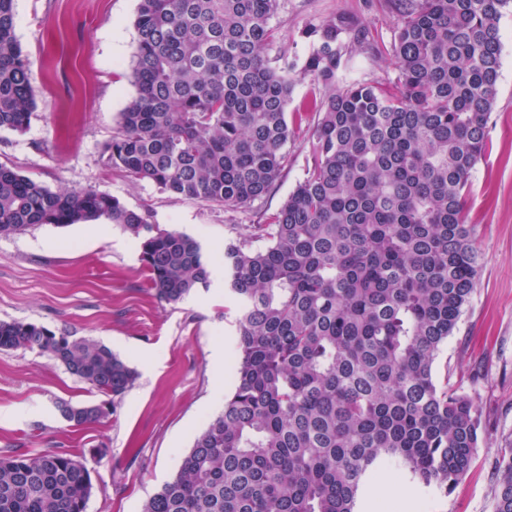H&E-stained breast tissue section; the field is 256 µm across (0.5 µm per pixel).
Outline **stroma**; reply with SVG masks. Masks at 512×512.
I'll use <instances>...</instances> for the list:
<instances>
[{
  "mask_svg": "<svg viewBox=\"0 0 512 512\" xmlns=\"http://www.w3.org/2000/svg\"><path fill=\"white\" fill-rule=\"evenodd\" d=\"M138 0H15L16 35L32 70L36 109L25 132L0 131V162L50 189L110 194L145 213L153 229L197 238L216 266L241 224H262L303 181L311 164L309 115L288 145L277 186L253 204L229 209L161 191L106 166L102 146L134 95L131 67ZM345 15L369 25L373 49L342 37L348 76L382 87L399 72L391 56L397 16L389 0H280L270 21L269 58L303 67L311 30ZM498 95L486 152L466 197V221L483 263L433 378L474 399L479 447L468 474L449 493L379 463L367 494L377 512H403L411 496L425 512H495L497 469L512 459V8L500 22ZM239 305L227 282H209L182 301L157 300L134 237L103 220L44 224L0 238V321L33 322L112 349L137 373L113 414L74 428L60 403L100 395L36 350L0 351V453L62 450L89 468L86 512H142L176 473L196 434L220 413L233 387ZM223 360H216V352Z\"/></svg>",
  "mask_w": 512,
  "mask_h": 512,
  "instance_id": "35a3bbf8",
  "label": "stroma"
}]
</instances>
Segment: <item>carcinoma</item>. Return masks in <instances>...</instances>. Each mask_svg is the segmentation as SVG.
<instances>
[{"instance_id": "1", "label": "carcinoma", "mask_w": 512, "mask_h": 512, "mask_svg": "<svg viewBox=\"0 0 512 512\" xmlns=\"http://www.w3.org/2000/svg\"><path fill=\"white\" fill-rule=\"evenodd\" d=\"M512 0H391L398 16L394 90L348 81L295 109L317 115L306 178L265 224L224 248L240 305L234 388L143 512H355L390 458L446 492L470 470L479 417L433 379L469 302L481 255L464 199L485 152L498 94L500 20ZM279 0H139L135 95L105 164L189 200L246 206L288 164L295 78L270 62ZM370 28L346 16L314 31L302 74L336 85L338 46ZM35 109L14 0H0V131L23 133ZM105 219L138 239L156 297L207 285L201 244L151 232L109 194L53 191L0 163V237L35 225ZM37 349L106 397L62 402L72 427L100 421L136 371L98 342L0 321V351ZM91 472L60 451L0 454V512H85ZM495 512H512V461Z\"/></svg>"}]
</instances>
